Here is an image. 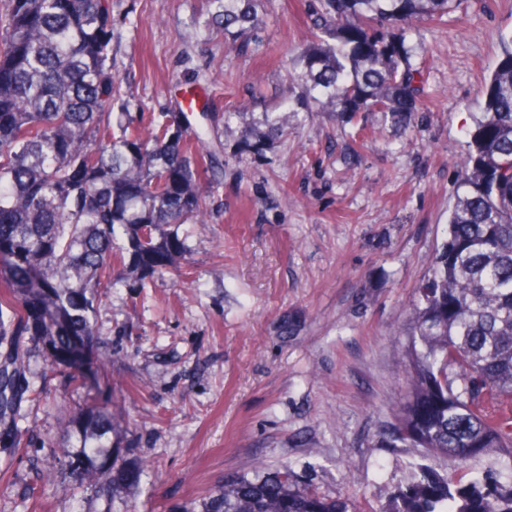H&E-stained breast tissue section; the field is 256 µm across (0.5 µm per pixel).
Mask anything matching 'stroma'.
Masks as SVG:
<instances>
[{
    "mask_svg": "<svg viewBox=\"0 0 512 512\" xmlns=\"http://www.w3.org/2000/svg\"><path fill=\"white\" fill-rule=\"evenodd\" d=\"M113 64L131 114L163 121L195 94L223 165L203 184L212 211L185 224L192 284L173 275L113 288L95 304L87 359L108 351L87 386L41 343L23 400L29 447H0V512H203L224 478L290 465L299 483L385 512L426 461L383 433L406 374L401 331L446 236L455 164L483 110L485 81L512 39V0H460L444 22L407 35L422 102L406 131L381 113L356 123L302 112L253 156L238 128L261 122L303 69L306 0H261L263 40L230 51L207 0H111ZM233 113L225 122V113ZM124 423L78 473L76 407Z\"/></svg>",
    "mask_w": 512,
    "mask_h": 512,
    "instance_id": "1",
    "label": "stroma"
}]
</instances>
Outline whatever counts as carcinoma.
<instances>
[{"label":"carcinoma","mask_w":512,"mask_h":512,"mask_svg":"<svg viewBox=\"0 0 512 512\" xmlns=\"http://www.w3.org/2000/svg\"><path fill=\"white\" fill-rule=\"evenodd\" d=\"M230 50L255 41L257 0H207ZM453 0H310L315 31L281 109L259 143L288 129L298 109L381 112L405 128L421 88L400 32L442 19ZM110 0H4L0 8V436L31 439L12 421L27 392L28 350L14 336L69 354L94 342V301L111 288H144L182 270L178 226L210 215L201 190L217 168L207 132L180 118L149 122L114 111ZM447 236L416 288L403 347L404 398L390 437L457 466L494 452L512 459V38L485 85L481 116L456 164ZM103 448L112 414L72 417ZM348 512L303 487L290 469L224 480L204 512ZM386 512H512V484L488 474H433L401 491Z\"/></svg>","instance_id":"obj_1"}]
</instances>
